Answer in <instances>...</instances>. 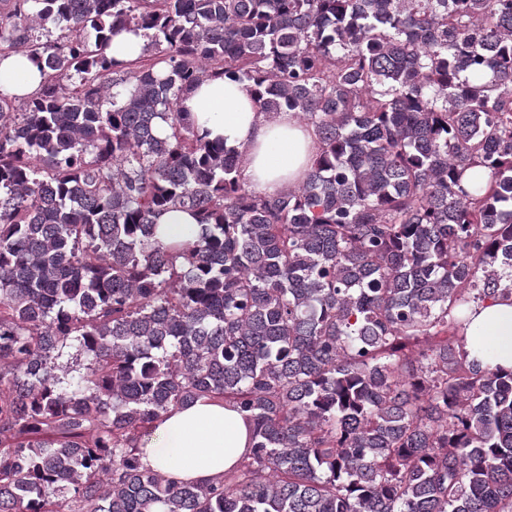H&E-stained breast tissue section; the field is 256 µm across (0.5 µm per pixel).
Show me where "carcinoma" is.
<instances>
[{"instance_id": "obj_1", "label": "carcinoma", "mask_w": 512, "mask_h": 512, "mask_svg": "<svg viewBox=\"0 0 512 512\" xmlns=\"http://www.w3.org/2000/svg\"><path fill=\"white\" fill-rule=\"evenodd\" d=\"M17 50L45 80L0 93V512H512V372L466 336L512 296V0H0ZM219 76L314 128L299 184L257 192L179 109ZM203 398L252 420L238 466L144 467ZM146 40L144 31H138L137 33L123 32L112 38L107 54L119 62L135 60L141 55ZM160 229L166 238L182 239L188 235L196 218L189 212L177 209L166 212L159 220Z\"/></svg>"}]
</instances>
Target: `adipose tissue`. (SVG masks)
Masks as SVG:
<instances>
[{"label": "adipose tissue", "instance_id": "ef3b65f1", "mask_svg": "<svg viewBox=\"0 0 512 512\" xmlns=\"http://www.w3.org/2000/svg\"><path fill=\"white\" fill-rule=\"evenodd\" d=\"M43 77L24 51L0 56V91L19 97L35 93ZM180 107L197 131L220 140L225 150L245 155L243 180L277 195L300 180L317 150L312 127L285 112L266 120L248 84L210 78L184 93ZM468 348L491 366L512 370V300L492 299L472 306ZM252 424L232 404L200 399L171 409L140 444V460L150 469L185 482H209L234 469L250 448Z\"/></svg>", "mask_w": 512, "mask_h": 512}]
</instances>
